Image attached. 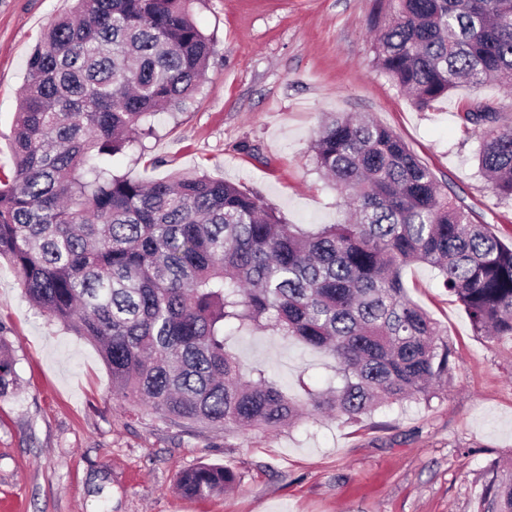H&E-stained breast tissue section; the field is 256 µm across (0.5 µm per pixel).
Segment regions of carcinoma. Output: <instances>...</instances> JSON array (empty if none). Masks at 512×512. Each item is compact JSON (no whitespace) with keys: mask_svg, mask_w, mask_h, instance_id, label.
<instances>
[{"mask_svg":"<svg viewBox=\"0 0 512 512\" xmlns=\"http://www.w3.org/2000/svg\"><path fill=\"white\" fill-rule=\"evenodd\" d=\"M192 0H75L27 61L0 184V258L28 300L93 342L123 400L212 427L277 430L304 406L261 371L245 378L225 329L266 326L333 356L341 386L310 397L356 421L427 400L452 351L407 295L402 270L426 264L477 333L512 337V243L441 190L391 129L332 114L312 143L351 218L286 224L261 197L196 172L145 183L109 160L153 133L150 118L198 91L214 44ZM376 62L425 110L467 86L512 91V0H397L375 34ZM464 125L478 165L512 197V122L477 101ZM17 383L0 345V394ZM482 512H512V468L494 463ZM202 463L176 480L204 499L233 487Z\"/></svg>","mask_w":512,"mask_h":512,"instance_id":"cac0c4a2","label":"carcinoma"}]
</instances>
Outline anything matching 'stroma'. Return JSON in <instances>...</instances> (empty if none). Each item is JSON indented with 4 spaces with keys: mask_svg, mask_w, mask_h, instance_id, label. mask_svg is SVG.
I'll list each match as a JSON object with an SVG mask.
<instances>
[{
    "mask_svg": "<svg viewBox=\"0 0 512 512\" xmlns=\"http://www.w3.org/2000/svg\"><path fill=\"white\" fill-rule=\"evenodd\" d=\"M73 0H0V177L26 63ZM395 0H194L216 41L183 110L113 156L144 180L200 170L260 195L289 224L340 222L339 192L310 144L324 114L368 115L393 130L475 222L512 241V197L478 171L479 141L462 115L482 100L512 121L496 85L460 89L424 111L376 65L374 38ZM409 297L436 322L452 369L430 401L408 399L349 422L306 412L275 432L208 428L114 396L94 346L26 298L0 259V343L18 384L0 395V512H480L492 463H512V338L477 334L437 270L407 267ZM245 370L261 369L307 401L335 378L326 353L266 329L230 333ZM221 464L238 476L206 499L182 496L181 472Z\"/></svg>",
    "mask_w": 512,
    "mask_h": 512,
    "instance_id": "35a3bbf8",
    "label": "stroma"
}]
</instances>
